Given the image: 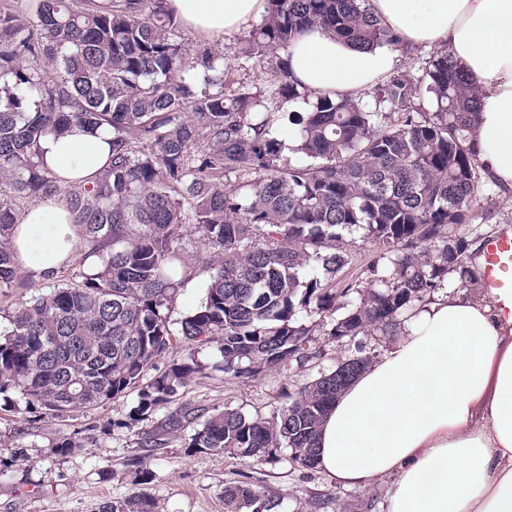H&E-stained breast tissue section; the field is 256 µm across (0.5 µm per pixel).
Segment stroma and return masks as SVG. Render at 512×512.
Segmentation results:
<instances>
[{"label":"stroma","mask_w":512,"mask_h":512,"mask_svg":"<svg viewBox=\"0 0 512 512\" xmlns=\"http://www.w3.org/2000/svg\"><path fill=\"white\" fill-rule=\"evenodd\" d=\"M248 34V29H240L217 45L229 83L272 91L266 64L236 54ZM313 344L321 351L316 365L292 361L240 378L223 373L217 348L203 350L199 360L204 369L189 382L185 398L203 408L228 407L271 417L284 405L285 392L310 381L316 372L333 370L339 359L354 351L321 328L315 329ZM135 402V395L129 394L96 409L48 415L35 423L27 413L0 409V449L23 455L22 461L0 469V512H100L105 503L134 492L151 498L156 512H225L224 487L244 474L269 493L284 496L287 512H385L392 477L378 478L365 488H344L319 470L294 466L289 449L278 448L261 462L245 463L186 448L179 432L148 459L152 480L137 483L135 469L128 464L135 443L159 428L168 410L159 408L148 420L124 428ZM64 442L73 444L70 454L57 453Z\"/></svg>","instance_id":"stroma-1"}]
</instances>
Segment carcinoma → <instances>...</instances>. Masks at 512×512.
<instances>
[{
	"instance_id": "cac0c4a2",
	"label": "carcinoma",
	"mask_w": 512,
	"mask_h": 512,
	"mask_svg": "<svg viewBox=\"0 0 512 512\" xmlns=\"http://www.w3.org/2000/svg\"><path fill=\"white\" fill-rule=\"evenodd\" d=\"M366 0H268L262 22L240 48L277 79L275 96L241 86L225 91L224 56L173 39L167 0H30L21 16L0 8V295L22 273L13 243L19 199L66 198L93 272L42 276V293L0 306V400L37 420L84 411L136 394L129 418L174 406L168 425L191 429L186 447L260 460L275 448L312 470L323 418L347 386L336 371L378 358L365 337L396 332L403 314L444 288L467 265L470 224L486 214L482 164L471 149L479 89L446 50L421 74H394L357 97L299 89L286 53L315 32L354 45L397 48ZM294 144L280 139L278 99ZM72 127L112 132L110 165L92 187L44 165L40 142ZM220 256L203 299L179 322L171 306L196 274L186 261V227ZM362 233L381 251L372 290L339 282L347 237ZM340 309L345 310L336 316ZM357 347L336 369L294 392L270 418L181 401L201 370L202 350L219 344L224 373L254 376L294 360H317L316 324ZM185 358L158 363L176 337ZM160 433L131 458L147 481ZM229 512H276L279 498L245 479L224 487ZM101 512H154L131 494Z\"/></svg>"
}]
</instances>
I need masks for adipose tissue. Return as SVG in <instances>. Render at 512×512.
Segmentation results:
<instances>
[{"mask_svg": "<svg viewBox=\"0 0 512 512\" xmlns=\"http://www.w3.org/2000/svg\"><path fill=\"white\" fill-rule=\"evenodd\" d=\"M207 40L238 31L267 0H168ZM407 42L446 45L481 95L470 145L486 178L512 189V0H368ZM395 54L361 50L330 34L306 36L288 67L314 93L356 96L391 73ZM104 131L76 128L42 140L55 175L93 185L112 149ZM15 244L23 269L54 272L81 255L65 198L21 214ZM392 349L356 376L328 413L317 466L362 488L394 476L387 512H512V318L495 303L439 292L402 321Z\"/></svg>", "mask_w": 512, "mask_h": 512, "instance_id": "obj_1", "label": "adipose tissue"}]
</instances>
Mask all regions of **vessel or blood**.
<instances>
[{"instance_id":"obj_1","label":"vessel or blood","mask_w":512,"mask_h":512,"mask_svg":"<svg viewBox=\"0 0 512 512\" xmlns=\"http://www.w3.org/2000/svg\"><path fill=\"white\" fill-rule=\"evenodd\" d=\"M484 288L505 316H512V225L504 226L482 248Z\"/></svg>"}]
</instances>
